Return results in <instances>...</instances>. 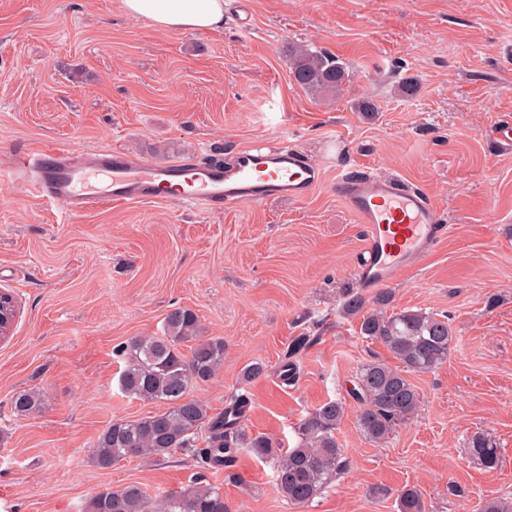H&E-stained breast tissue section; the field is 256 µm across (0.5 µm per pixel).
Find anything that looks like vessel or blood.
<instances>
[{
  "mask_svg": "<svg viewBox=\"0 0 512 512\" xmlns=\"http://www.w3.org/2000/svg\"><path fill=\"white\" fill-rule=\"evenodd\" d=\"M62 205L71 215L133 201L175 198L214 210L301 201L321 182L320 167L288 143L236 150L229 162L159 164L107 150H78L52 142L8 158L1 178ZM333 190L360 224L363 244L356 285L374 293L401 280L445 239V218L425 190L385 177L341 173Z\"/></svg>",
  "mask_w": 512,
  "mask_h": 512,
  "instance_id": "vessel-or-blood-1",
  "label": "vessel or blood"
}]
</instances>
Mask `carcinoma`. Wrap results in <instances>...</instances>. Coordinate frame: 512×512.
<instances>
[{"mask_svg": "<svg viewBox=\"0 0 512 512\" xmlns=\"http://www.w3.org/2000/svg\"><path fill=\"white\" fill-rule=\"evenodd\" d=\"M295 82L316 96L338 95L349 81L345 64L336 56L305 47H288ZM392 292L383 288L366 300L349 293L342 304L347 317L360 318L361 335L378 341L396 364L374 359L357 374L352 397L361 405L357 415L360 432L375 443L389 438L397 425L417 414L421 396L410 375L427 373L448 360L454 336L448 316L434 312L401 310L388 312ZM191 343L190 354L182 344ZM124 362L119 377L121 390L142 402L161 403L164 408L137 419H116L99 433L93 448L94 463L106 469L131 457L162 458L187 452L203 469H221L248 451L272 464L277 486L289 504L305 506L344 473L346 461L336 439L346 404L330 399L307 413L295 427L292 447L275 444L265 435L243 433L249 398L235 395L219 414L209 412L203 401L190 395L192 387L213 378L224 366V339L200 340L198 317L188 309L175 308L165 318L163 335L135 336L120 344ZM40 406V396L20 391L11 400L19 415ZM205 447H198L200 438ZM473 454L487 467L498 462L497 449L483 437L472 444ZM398 512H425L421 493L414 487L397 497ZM84 512H228L220 488L197 477L192 484L160 498L150 497L141 487H104L86 503Z\"/></svg>", "mask_w": 512, "mask_h": 512, "instance_id": "obj_1", "label": "carcinoma"}]
</instances>
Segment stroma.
Listing matches in <instances>:
<instances>
[{
	"label": "stroma",
	"mask_w": 512,
	"mask_h": 512,
	"mask_svg": "<svg viewBox=\"0 0 512 512\" xmlns=\"http://www.w3.org/2000/svg\"><path fill=\"white\" fill-rule=\"evenodd\" d=\"M297 45L347 64L342 95L319 100L293 81ZM363 99L375 118L358 112ZM507 119L512 0H224L214 31L128 17L122 0H0V161L56 141L167 162L287 140L326 179L303 201L132 202L78 217L0 184V288L20 304L0 342V512H83L103 487L155 497L198 473L230 512H398L406 486L426 512L512 501V150L494 137ZM341 170L398 177L448 216L391 306L447 314L455 343L413 375L420 410L381 445L358 429L351 391L363 364L391 355L341 311L362 245L330 189ZM177 307L195 312L201 339L224 340L223 369L193 396L219 413L247 393L246 435L292 444L308 411L345 402L336 438L349 469L309 506L289 505L273 467L244 451L205 472L180 451L94 464L109 422L159 410L121 391L118 346L161 335ZM254 362L264 374L241 383ZM23 390L41 396L27 415L11 409ZM478 435L496 445L495 467L472 454Z\"/></svg>",
	"instance_id": "1"
}]
</instances>
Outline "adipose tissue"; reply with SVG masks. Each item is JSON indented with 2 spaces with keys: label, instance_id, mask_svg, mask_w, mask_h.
I'll return each instance as SVG.
<instances>
[{
  "label": "adipose tissue",
  "instance_id": "1",
  "mask_svg": "<svg viewBox=\"0 0 512 512\" xmlns=\"http://www.w3.org/2000/svg\"><path fill=\"white\" fill-rule=\"evenodd\" d=\"M126 14L176 30H213L224 24V0H123Z\"/></svg>",
  "mask_w": 512,
  "mask_h": 512
}]
</instances>
